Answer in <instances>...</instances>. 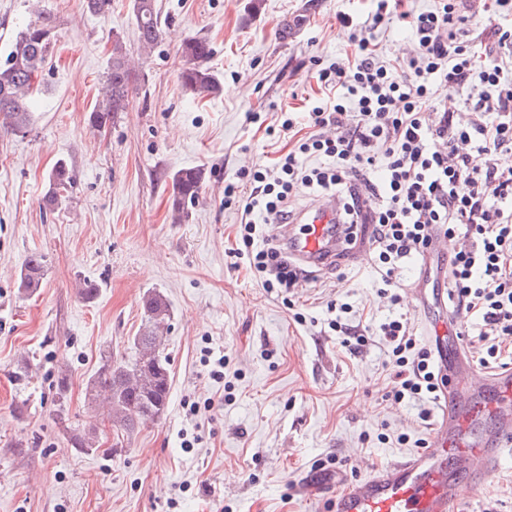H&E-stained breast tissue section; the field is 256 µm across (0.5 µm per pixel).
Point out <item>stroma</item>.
Masks as SVG:
<instances>
[{"instance_id": "35a3bbf8", "label": "stroma", "mask_w": 512, "mask_h": 512, "mask_svg": "<svg viewBox=\"0 0 512 512\" xmlns=\"http://www.w3.org/2000/svg\"><path fill=\"white\" fill-rule=\"evenodd\" d=\"M248 2L157 0L162 38L145 54L129 0L102 16L83 0H0V59L37 16L54 34L27 133L0 126V512H330L336 487L308 496L304 478L339 472L348 485L431 444L433 423L421 418L429 402L394 400L378 334L400 312L425 346V314L407 292L416 268L402 269L397 306L378 295L371 249L291 292L269 290L239 259L241 214L224 204L225 184L249 192L248 174L293 148L283 108L300 112L319 96L317 66L350 53L337 13L372 2L263 0L251 19ZM192 36L212 43L221 86L204 99L180 79V46ZM116 39L138 90L99 129L90 115ZM60 160L71 183L51 211L43 197ZM185 167L204 168L206 180L176 224L172 175ZM35 251L47 272L27 297L18 277ZM83 282L97 287L94 299L78 294ZM155 290L170 312L169 400L159 419L119 435L92 413L85 386L102 352L134 357L142 301ZM336 303L350 306L343 323L367 332L358 353L330 327ZM23 357L31 373L19 382ZM91 423L97 448H72L73 431ZM457 512H512V467L480 488L462 485Z\"/></svg>"}]
</instances>
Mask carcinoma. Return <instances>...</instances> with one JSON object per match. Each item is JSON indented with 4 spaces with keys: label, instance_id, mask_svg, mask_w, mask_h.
Wrapping results in <instances>:
<instances>
[{
    "label": "carcinoma",
    "instance_id": "carcinoma-1",
    "mask_svg": "<svg viewBox=\"0 0 512 512\" xmlns=\"http://www.w3.org/2000/svg\"><path fill=\"white\" fill-rule=\"evenodd\" d=\"M131 6L141 49L149 50L161 37V21L155 0H131ZM52 38L49 18L40 15L16 34L4 61L0 62V118L15 132L25 133L30 127L27 101L34 90L35 79ZM212 54V45L205 37H190L181 46L182 85L200 97L219 91L215 75L206 66ZM137 79L126 47L120 40H115L101 95L90 115L94 126L102 128L113 121L118 113L127 111ZM204 181L205 172L198 167L183 168L173 174V223L186 220V203L195 200ZM69 183L70 174L66 164L57 163L49 174L45 205L55 208L62 204ZM45 267V256L39 252L31 253L19 274V291L25 295L35 293L41 287ZM143 310L144 324L138 336L133 338L135 357L118 361L110 354L102 356L99 368L86 385L89 403L105 404L112 426L125 433L133 431L148 419L161 417L170 389L168 362L162 349L169 319L168 305L161 295L155 293L144 298ZM96 439L97 426L91 423L73 433V448L92 449Z\"/></svg>",
    "mask_w": 512,
    "mask_h": 512
}]
</instances>
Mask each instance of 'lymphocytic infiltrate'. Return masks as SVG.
I'll return each mask as SVG.
<instances>
[{
	"label": "lymphocytic infiltrate",
	"mask_w": 512,
	"mask_h": 512,
	"mask_svg": "<svg viewBox=\"0 0 512 512\" xmlns=\"http://www.w3.org/2000/svg\"><path fill=\"white\" fill-rule=\"evenodd\" d=\"M375 2L362 22L340 13L353 51L346 65L317 71L321 97L305 114L308 136L255 169L249 195L237 197L229 184L224 196L238 200L249 268L268 289L306 279L266 232L290 223L288 198L302 188L337 195L346 224L368 225L394 306L400 270L423 255L433 231L467 239L450 252L448 274L458 309L478 318L485 367L512 338V23L489 21L491 42L478 53L466 0L422 12L402 0ZM391 22L411 34L415 55L385 57L375 32ZM448 84L464 99L436 97ZM312 158L320 166H309ZM379 330L394 358V397L436 393L433 356L417 347L406 315Z\"/></svg>",
	"instance_id": "obj_1"
}]
</instances>
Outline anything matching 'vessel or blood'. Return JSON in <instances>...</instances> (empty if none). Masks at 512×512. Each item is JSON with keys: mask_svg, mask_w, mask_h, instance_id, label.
<instances>
[{"mask_svg": "<svg viewBox=\"0 0 512 512\" xmlns=\"http://www.w3.org/2000/svg\"><path fill=\"white\" fill-rule=\"evenodd\" d=\"M340 212L338 200L324 199L303 212L302 232L284 227L279 241L289 258L319 267L339 255L355 257ZM412 293L441 311L427 328L441 379L431 446L357 480L331 500V512H456L462 483L479 487L512 461V368L475 371L445 290L429 294L417 281Z\"/></svg>", "mask_w": 512, "mask_h": 512, "instance_id": "1", "label": "vessel or blood"}]
</instances>
